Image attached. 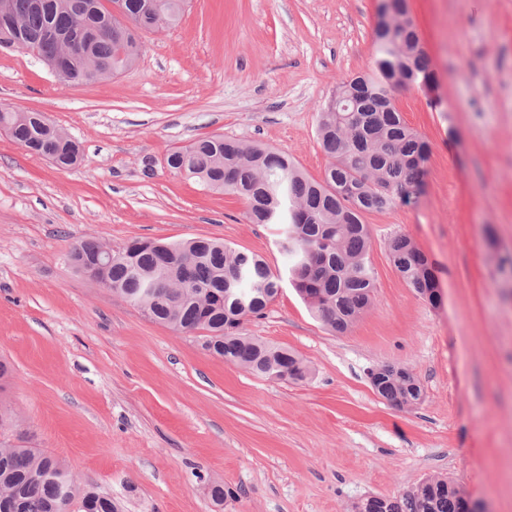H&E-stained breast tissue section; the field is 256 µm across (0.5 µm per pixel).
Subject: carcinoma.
<instances>
[{"instance_id": "carcinoma-1", "label": "carcinoma", "mask_w": 512, "mask_h": 512, "mask_svg": "<svg viewBox=\"0 0 512 512\" xmlns=\"http://www.w3.org/2000/svg\"><path fill=\"white\" fill-rule=\"evenodd\" d=\"M397 18L373 34L366 72L336 86L317 113V135L329 158L322 180L306 176L283 150L212 135L167 156L170 168L209 190L245 199L253 224L279 226L277 246L288 258L292 284L312 313L332 331L346 332L372 306L376 273L364 217L394 209L422 194L430 145L408 126L394 102L400 87L428 88L431 60L407 0H391ZM187 0H0V50L56 58L72 48L63 87L94 82L135 64L141 34L180 23ZM135 21V29L125 20ZM0 132L36 156L53 149V164L82 160L79 144L45 118L0 108ZM105 247L74 242L68 257L78 271ZM389 256L408 287L430 305L439 285L427 253L405 235L393 237ZM117 299L153 322L194 335L204 348L265 378L302 382L310 374L292 350L243 333L277 295L281 273L259 255L207 238L179 242L132 240L100 271ZM372 386L397 407L416 404L421 386L405 367L382 365ZM462 489L430 479L390 500L367 499L359 512H466ZM0 512H116L112 499L78 492L65 463L34 448L0 445Z\"/></svg>"}]
</instances>
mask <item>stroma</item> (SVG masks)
<instances>
[{
	"instance_id": "obj_1",
	"label": "stroma",
	"mask_w": 512,
	"mask_h": 512,
	"mask_svg": "<svg viewBox=\"0 0 512 512\" xmlns=\"http://www.w3.org/2000/svg\"><path fill=\"white\" fill-rule=\"evenodd\" d=\"M378 4L189 0L177 27L144 35L135 66L64 90L35 56L0 51V107L43 113L83 153L60 170L0 133V442L65 459L120 512H351L432 478L512 512V0H410L435 85L395 97L431 153L418 199L364 217L372 309L333 333L286 280L244 323L295 351L306 381L224 363L67 260L79 239L202 237L286 271L272 226L167 155L221 134L321 179L317 112L369 66ZM399 234L433 261L439 306L395 271ZM382 365L410 370L419 404L375 392Z\"/></svg>"
}]
</instances>
